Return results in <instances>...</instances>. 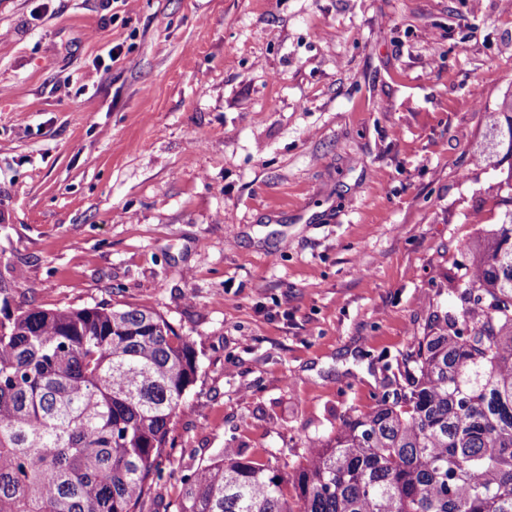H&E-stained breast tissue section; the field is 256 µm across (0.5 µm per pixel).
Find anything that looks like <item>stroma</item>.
Returning a JSON list of instances; mask_svg holds the SVG:
<instances>
[{
  "label": "stroma",
  "mask_w": 512,
  "mask_h": 512,
  "mask_svg": "<svg viewBox=\"0 0 512 512\" xmlns=\"http://www.w3.org/2000/svg\"><path fill=\"white\" fill-rule=\"evenodd\" d=\"M511 89L506 0H0L11 312L145 305L198 352L155 512L372 404L497 219ZM483 116L488 131L487 161L500 165L503 160L512 158V93H505Z\"/></svg>",
  "instance_id": "35a3bbf8"
}]
</instances>
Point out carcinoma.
Wrapping results in <instances>:
<instances>
[{
	"instance_id": "cac0c4a2",
	"label": "carcinoma",
	"mask_w": 512,
	"mask_h": 512,
	"mask_svg": "<svg viewBox=\"0 0 512 512\" xmlns=\"http://www.w3.org/2000/svg\"><path fill=\"white\" fill-rule=\"evenodd\" d=\"M512 158V93L483 113ZM498 223L403 382L286 469L226 448L180 476L175 512H512V166ZM0 281V512H137L170 465L194 342L147 306L9 310Z\"/></svg>"
}]
</instances>
